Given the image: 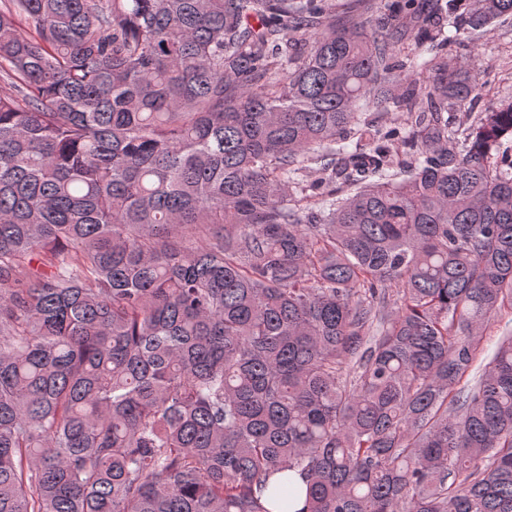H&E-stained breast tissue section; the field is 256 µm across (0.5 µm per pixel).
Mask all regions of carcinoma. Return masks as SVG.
<instances>
[{"label":"carcinoma","instance_id":"obj_1","mask_svg":"<svg viewBox=\"0 0 512 512\" xmlns=\"http://www.w3.org/2000/svg\"><path fill=\"white\" fill-rule=\"evenodd\" d=\"M374 2L4 0L0 512H512V0ZM474 50L479 52L485 63L484 80L487 82L486 95L469 106V111L477 115L512 92V22L497 24L496 29L478 45L473 44L469 34L460 31L439 54L464 58ZM358 113H361L362 122L369 123L383 131L391 125L403 124L406 120V114L403 112H385L383 109L374 106L361 108ZM505 327L512 329V311L510 310L502 312L501 315L491 320L486 327L481 340L480 351L477 355L478 363L484 364L487 362L488 356L493 352L500 334Z\"/></svg>","mask_w":512,"mask_h":512}]
</instances>
